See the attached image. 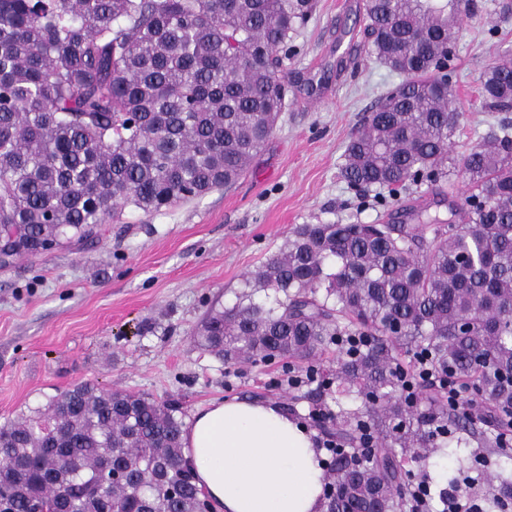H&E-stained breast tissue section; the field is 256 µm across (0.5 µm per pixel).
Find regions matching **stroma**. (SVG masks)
Segmentation results:
<instances>
[{
  "mask_svg": "<svg viewBox=\"0 0 512 512\" xmlns=\"http://www.w3.org/2000/svg\"><path fill=\"white\" fill-rule=\"evenodd\" d=\"M312 2L289 44L274 132L234 185L153 214L125 208L81 248L0 269V423L93 382L178 402L185 419L215 399H260L303 423L317 443L335 433V387L288 385L306 365L227 362L193 336L210 311L236 302L243 279L295 225L391 220V208L360 207L340 169L364 115L402 77L369 53L365 0ZM478 2L451 62L458 152L498 118L481 107L482 73L512 57V12L501 11L503 0ZM465 451L480 474L471 497L486 506L490 481L512 456L474 437Z\"/></svg>",
  "mask_w": 512,
  "mask_h": 512,
  "instance_id": "stroma-1",
  "label": "stroma"
}]
</instances>
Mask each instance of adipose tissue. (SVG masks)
<instances>
[{"label": "adipose tissue", "mask_w": 512, "mask_h": 512, "mask_svg": "<svg viewBox=\"0 0 512 512\" xmlns=\"http://www.w3.org/2000/svg\"><path fill=\"white\" fill-rule=\"evenodd\" d=\"M184 456L214 512H321L324 468L305 425L240 398L199 407L182 433Z\"/></svg>", "instance_id": "ef3b65f1"}]
</instances>
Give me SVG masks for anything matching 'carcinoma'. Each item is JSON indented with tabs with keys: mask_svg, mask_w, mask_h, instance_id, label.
Here are the masks:
<instances>
[{
	"mask_svg": "<svg viewBox=\"0 0 512 512\" xmlns=\"http://www.w3.org/2000/svg\"><path fill=\"white\" fill-rule=\"evenodd\" d=\"M474 0H367L370 53L403 76L350 138L341 177L399 224L296 225L245 277L233 306L194 332L226 362L310 361L338 347L340 399L361 401L336 436L324 512H405L406 463L512 426V120L453 151V60ZM311 0H0V266L95 239L127 206L152 214L234 184L284 106L281 52ZM481 105L512 112V61L488 67ZM466 186L463 201L455 181ZM426 185L435 205L401 194ZM264 292V299L255 295ZM453 375L480 414L404 395L398 350ZM179 405L92 383L0 423V512H197ZM115 460L124 481L100 491ZM491 509L512 502V470Z\"/></svg>",
	"mask_w": 512,
	"mask_h": 512,
	"instance_id": "obj_1",
	"label": "carcinoma"
}]
</instances>
